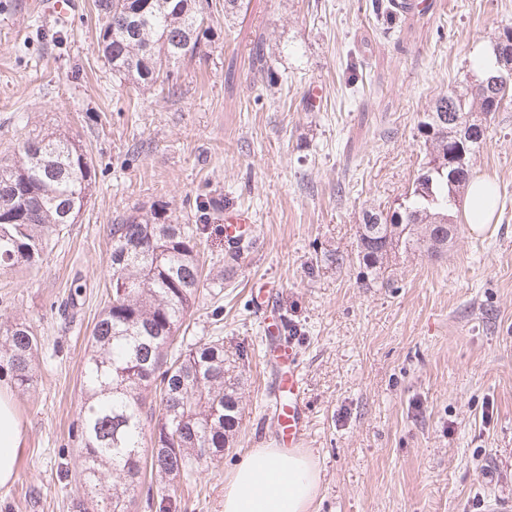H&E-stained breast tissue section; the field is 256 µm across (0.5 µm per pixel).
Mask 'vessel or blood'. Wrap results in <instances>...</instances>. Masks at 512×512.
Listing matches in <instances>:
<instances>
[{"mask_svg": "<svg viewBox=\"0 0 512 512\" xmlns=\"http://www.w3.org/2000/svg\"><path fill=\"white\" fill-rule=\"evenodd\" d=\"M254 220L249 211L237 210L225 213L224 234L228 239L239 240L253 230ZM271 355L279 366L275 383L272 408L277 416L279 439L293 445L304 435V389L297 368V354L289 337L275 339Z\"/></svg>", "mask_w": 512, "mask_h": 512, "instance_id": "obj_1", "label": "vessel or blood"}]
</instances>
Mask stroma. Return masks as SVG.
Here are the masks:
<instances>
[{"instance_id": "35a3bbf8", "label": "stroma", "mask_w": 512, "mask_h": 512, "mask_svg": "<svg viewBox=\"0 0 512 512\" xmlns=\"http://www.w3.org/2000/svg\"><path fill=\"white\" fill-rule=\"evenodd\" d=\"M76 2L59 19L0 0V160L28 135L60 130L96 168L85 210L50 240L41 268H0V323L26 322L41 341L33 383L11 390L27 447L0 512H71L108 227L159 208L202 226L206 280L186 336L223 337L244 407L223 459L177 480L178 512H223L230 470L277 440V366L264 351L281 319L304 382L300 447L321 474L311 512H487L512 498V106L492 115L471 164L472 178L497 187L490 224L472 230L456 211L441 259L400 250L374 274L358 243L364 211H389L410 191L421 122L439 95L479 78L474 62L512 26V0H428L387 20L371 0L218 8L208 55L177 63L170 92L113 76L93 0ZM258 42L276 85L251 65ZM235 209L255 224L241 252L224 236ZM259 280L275 314L254 306Z\"/></svg>"}]
</instances>
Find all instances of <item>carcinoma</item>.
<instances>
[{"mask_svg": "<svg viewBox=\"0 0 512 512\" xmlns=\"http://www.w3.org/2000/svg\"><path fill=\"white\" fill-rule=\"evenodd\" d=\"M211 7L210 0H95L103 20L99 52L114 76L139 89L168 84L174 80L170 64L202 52V38L187 31L207 34L201 24L212 19ZM252 67L275 83L260 45L253 48ZM452 93L451 101L438 97L433 112L451 106L482 120L488 111L482 81ZM420 132L426 153L405 207L386 217L363 214V223L377 226V244L360 246L371 273L400 248L440 257L448 229L439 215L448 214L450 196L460 197L470 185L467 175L448 186L449 128L427 119ZM429 171L431 202L420 193V177ZM93 182L91 159L68 135L39 132L22 142L12 161L0 162V266L39 267L51 238L78 223ZM198 235L199 228L160 212L131 214L110 227L107 300L81 371L87 399L79 414L83 496L76 498V512H129L132 493L144 489L150 500L153 483L162 491L233 447L242 406L224 367V337L182 343L168 353L203 286ZM38 345L22 322L0 330V372L19 388L33 382ZM149 389L158 392L155 406L146 403Z\"/></svg>", "mask_w": 512, "mask_h": 512, "instance_id": "carcinoma-1", "label": "carcinoma"}]
</instances>
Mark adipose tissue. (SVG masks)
I'll list each match as a JSON object with an SVG mask.
<instances>
[{
    "instance_id": "ef3b65f1",
    "label": "adipose tissue",
    "mask_w": 512,
    "mask_h": 512,
    "mask_svg": "<svg viewBox=\"0 0 512 512\" xmlns=\"http://www.w3.org/2000/svg\"><path fill=\"white\" fill-rule=\"evenodd\" d=\"M26 428L8 387L0 385V488L9 486L25 451ZM320 485L312 456L251 449L224 484V512H310Z\"/></svg>"
}]
</instances>
